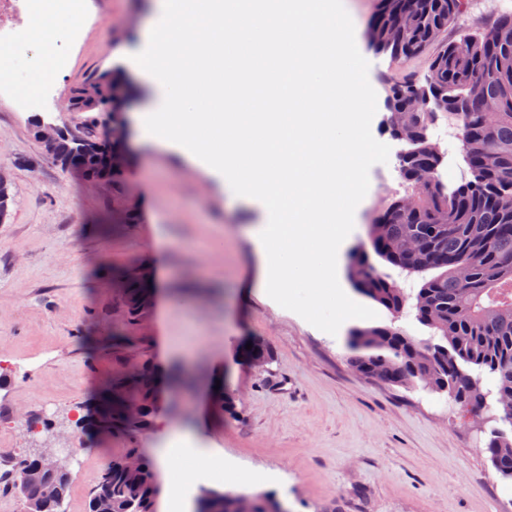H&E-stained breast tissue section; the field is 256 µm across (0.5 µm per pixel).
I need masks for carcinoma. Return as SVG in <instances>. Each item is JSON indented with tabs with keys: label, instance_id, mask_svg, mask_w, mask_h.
I'll list each match as a JSON object with an SVG mask.
<instances>
[{
	"label": "carcinoma",
	"instance_id": "1",
	"mask_svg": "<svg viewBox=\"0 0 512 512\" xmlns=\"http://www.w3.org/2000/svg\"><path fill=\"white\" fill-rule=\"evenodd\" d=\"M466 0H380L367 30L378 51L408 62L434 48L424 79L406 75L391 82L385 128L408 145L397 155V169L408 191L387 200L368 225L374 253L409 274L436 270L416 294L406 292L372 264L364 250L352 256L350 280L362 296L393 313L406 305L415 318L440 338L419 339L399 327L354 329L349 338L350 363L362 375L392 386L417 380L433 392L448 393L464 408H485L495 396L499 419L512 425V12L498 15L475 35L444 39L465 11ZM126 82L114 70L90 80L100 89V103L82 102L83 87L70 93L76 108L89 113L78 130L66 131L55 159L66 169L104 179L109 169L101 124L94 113ZM425 99L435 102L426 109ZM453 119L472 179L448 190L439 167L442 153L431 138L438 113ZM124 290L128 313L140 317L148 308L147 285L122 269L113 274ZM246 361L272 359L268 345L252 341L242 351ZM476 368L492 378L485 389ZM156 400L147 367L112 380L91 426L102 435L139 431L150 425ZM139 412H130V403ZM482 451L496 472L512 480V435L493 429ZM126 455L112 459L92 492L88 512H97V496L107 497L110 512H154L156 486L150 466L128 470ZM32 455L15 466L0 462V484L22 501L24 512H64L71 472L53 476L54 499L45 496V481L31 475ZM251 512H288L271 495L247 496ZM198 512H239L238 495L208 492Z\"/></svg>",
	"mask_w": 512,
	"mask_h": 512
}]
</instances>
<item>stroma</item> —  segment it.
Instances as JSON below:
<instances>
[{"label": "stroma", "mask_w": 512, "mask_h": 512, "mask_svg": "<svg viewBox=\"0 0 512 512\" xmlns=\"http://www.w3.org/2000/svg\"><path fill=\"white\" fill-rule=\"evenodd\" d=\"M155 2L93 0L80 40L57 44L67 58L60 97L105 70L129 72L146 44L111 20L149 18ZM348 3L379 102L371 132L392 152L370 168L354 229L340 246L338 280L357 302L346 260L366 243L383 200L406 192L395 158L402 144L382 127L388 84L423 76L427 59L402 63L375 51L366 30L379 0ZM135 87L122 113L131 157L114 180L62 168L34 135L30 112L0 100V170L12 197L0 223V454L34 453L44 442L30 422L52 421L49 451H70L65 512H88L113 458L136 448L155 463L157 428L97 441L75 417L96 408L104 383L145 364L159 381L155 416L195 423L215 461L246 475L239 493L276 494L288 512H512V483L482 451L496 403L472 416L423 384L365 379L348 361L358 320L333 336L258 288L248 230L264 223L265 210L230 200L221 180L175 148L138 141L132 114L157 90L144 80ZM116 269L156 283L139 319L112 280ZM253 338L273 353L266 368L241 358ZM187 339L190 367L201 375L190 394L162 381L174 364L168 346Z\"/></svg>", "instance_id": "35a3bbf8"}]
</instances>
